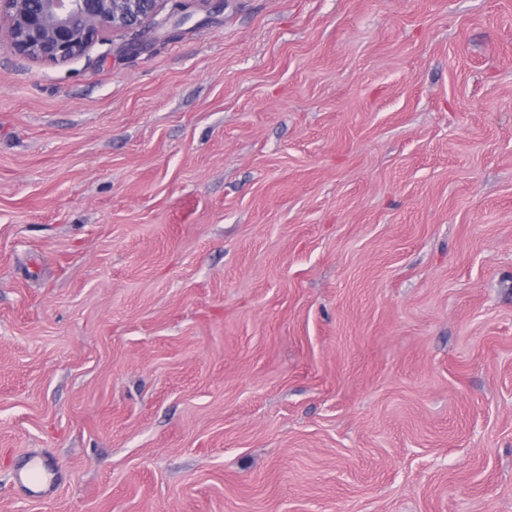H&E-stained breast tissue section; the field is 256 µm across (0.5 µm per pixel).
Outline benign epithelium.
Wrapping results in <instances>:
<instances>
[{
	"mask_svg": "<svg viewBox=\"0 0 512 512\" xmlns=\"http://www.w3.org/2000/svg\"><path fill=\"white\" fill-rule=\"evenodd\" d=\"M168 2L175 12L185 0H0V27L12 51L63 65L88 56L106 34L145 24Z\"/></svg>",
	"mask_w": 512,
	"mask_h": 512,
	"instance_id": "7a95c632",
	"label": "benign epithelium"
}]
</instances>
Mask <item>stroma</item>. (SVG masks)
I'll return each instance as SVG.
<instances>
[{
  "label": "stroma",
  "instance_id": "1",
  "mask_svg": "<svg viewBox=\"0 0 512 512\" xmlns=\"http://www.w3.org/2000/svg\"><path fill=\"white\" fill-rule=\"evenodd\" d=\"M5 38L0 512H512V0ZM16 482L34 485L43 495H48L54 487L55 473L52 465L39 458H33L29 465L15 475Z\"/></svg>",
  "mask_w": 512,
  "mask_h": 512
}]
</instances>
